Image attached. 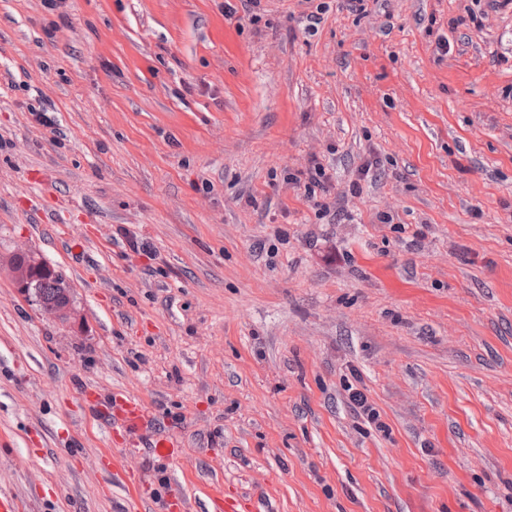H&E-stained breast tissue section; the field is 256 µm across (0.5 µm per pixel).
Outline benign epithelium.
Returning a JSON list of instances; mask_svg holds the SVG:
<instances>
[{
  "label": "benign epithelium",
  "instance_id": "obj_1",
  "mask_svg": "<svg viewBox=\"0 0 512 512\" xmlns=\"http://www.w3.org/2000/svg\"><path fill=\"white\" fill-rule=\"evenodd\" d=\"M7 267L22 300L52 315L72 332H82L83 321L74 306L73 287L52 265L31 252H16L9 258ZM44 281L55 288L56 297L51 301L41 298L40 283Z\"/></svg>",
  "mask_w": 512,
  "mask_h": 512
}]
</instances>
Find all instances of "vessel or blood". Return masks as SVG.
Listing matches in <instances>:
<instances>
[{
    "label": "vessel or blood",
    "instance_id": "vessel-or-blood-1",
    "mask_svg": "<svg viewBox=\"0 0 512 512\" xmlns=\"http://www.w3.org/2000/svg\"><path fill=\"white\" fill-rule=\"evenodd\" d=\"M89 412L106 425L113 434L125 437L148 436L149 446L160 456L173 455L176 442L168 433L155 428L149 421L144 404L123 390L103 395L94 389L86 390ZM208 497L211 512H254L245 498L227 493L223 484L210 487Z\"/></svg>",
    "mask_w": 512,
    "mask_h": 512
}]
</instances>
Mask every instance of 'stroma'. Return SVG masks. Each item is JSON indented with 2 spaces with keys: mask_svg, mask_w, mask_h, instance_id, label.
Listing matches in <instances>:
<instances>
[{
  "mask_svg": "<svg viewBox=\"0 0 512 512\" xmlns=\"http://www.w3.org/2000/svg\"><path fill=\"white\" fill-rule=\"evenodd\" d=\"M315 161L323 211L287 180ZM19 249L85 329L0 274L17 512H169L178 490L208 512L217 480L258 512H512V4L0 0V257ZM88 386L138 397L178 453L112 439ZM11 282L17 294L29 305L49 313L74 333L83 330V321L74 306L70 282L48 262L31 252H16L7 262ZM49 281L55 288L54 300L45 301L40 295V283ZM48 282L42 286L46 300L53 297L54 290ZM345 390L349 392L348 399L353 408L359 414L366 416L370 423H375L378 431L387 432L388 427L385 423L379 421L380 414L373 404L368 401L366 394L357 388H353L352 385L346 386Z\"/></svg>",
  "mask_w": 512,
  "mask_h": 512,
  "instance_id": "stroma-1",
  "label": "stroma"
}]
</instances>
